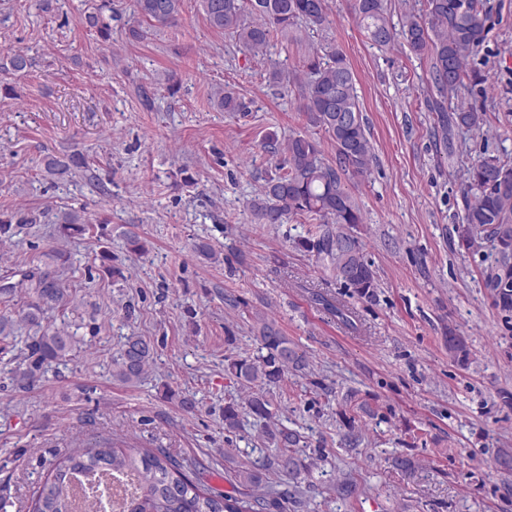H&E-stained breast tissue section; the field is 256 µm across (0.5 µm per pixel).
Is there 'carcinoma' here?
Here are the masks:
<instances>
[{
	"label": "carcinoma",
	"instance_id": "cac0c4a2",
	"mask_svg": "<svg viewBox=\"0 0 512 512\" xmlns=\"http://www.w3.org/2000/svg\"><path fill=\"white\" fill-rule=\"evenodd\" d=\"M183 0H134L137 25L129 28L134 39H144L151 27L176 21ZM366 39L379 47L394 38L387 17L386 0H349ZM210 27L232 37L240 47L263 49L274 31L288 32L298 26L322 30L328 23V0H200ZM112 10V0L85 15L88 27L103 38L111 37V23L103 10ZM402 35L410 52L427 55L431 60V81L440 96L454 94L469 82L479 79L468 67L469 59L484 40L485 23L480 0H425L420 13L404 15ZM30 60L22 53H10L0 59V69L23 72ZM270 82L299 88L306 124L332 139L336 146V166L323 162L320 142L308 135L288 139L287 170L267 179L249 207L259 224H281L292 214L315 215L329 220L312 238L299 244L314 253L345 285L362 297H371L377 287L372 265L365 259L362 246L351 229L363 223L362 214L346 188L342 176H363L370 170L372 144L360 107L356 79L346 56L336 45L326 44L308 57L305 70L290 75L277 65L268 72ZM214 103L225 112L245 110L242 99L221 88L214 92ZM438 126L434 137L451 145L454 129L479 130L486 113L473 107H445L435 102ZM44 176L64 181L79 169L88 167L85 156L74 151L63 156L47 155L42 160ZM467 199L464 224L459 231L461 246L473 252L487 250L490 259L486 285L494 302L505 312L512 311V163L488 156L468 168L463 184ZM30 218L13 213L0 214V236L11 237L15 229ZM54 223L63 237L82 236L90 224L82 211L67 208L55 213ZM99 268L112 277H123L112 266V256L103 245L98 254ZM68 256L57 250L46 254L41 264L21 271L16 283L0 285V295L11 297L17 289H27L35 301L18 313L0 314V336L14 332L20 320L40 331L31 344L33 361L19 374V380L31 386L38 381L44 365L59 361L72 350L73 337L58 329L43 327L45 315L70 302L69 285L64 277ZM258 351L253 360L231 362L229 370L250 390L246 403L250 415L270 421L276 417L267 388L280 383L288 371L305 369L306 359L273 320H261ZM155 347L142 336H127L113 361V376L126 384L139 382L153 361ZM240 427L238 405L224 407V430ZM267 440L280 449L272 463L282 476L296 480L307 468L305 459L295 451L299 435L287 428L267 432ZM238 482L257 487L262 471L257 467L237 471ZM112 480L115 487L113 512H284L279 496L256 497L244 501L232 495H212L187 474L186 467L162 448H119L112 439L96 435L79 441L64 459L56 462L36 491L32 512H97L102 484Z\"/></svg>",
	"mask_w": 512,
	"mask_h": 512
}]
</instances>
